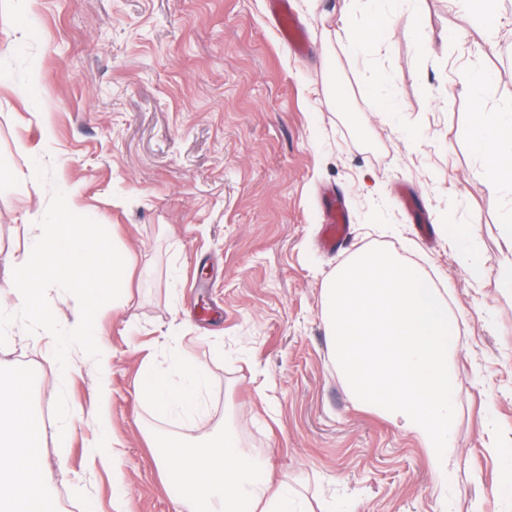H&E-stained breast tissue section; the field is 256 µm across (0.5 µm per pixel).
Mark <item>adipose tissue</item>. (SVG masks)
<instances>
[{
    "instance_id": "adipose-tissue-1",
    "label": "adipose tissue",
    "mask_w": 512,
    "mask_h": 512,
    "mask_svg": "<svg viewBox=\"0 0 512 512\" xmlns=\"http://www.w3.org/2000/svg\"><path fill=\"white\" fill-rule=\"evenodd\" d=\"M471 134L483 161L485 185H512V109L473 113ZM181 386L150 376L142 391L158 419L193 422L203 413L205 370L172 357ZM29 381L22 375L0 378V512H56L48 494L50 476L37 452L47 434L45 421L28 402ZM153 446L159 466L181 489L174 512H309L287 482L271 483L263 460L246 453L233 432L193 445L180 435L157 433Z\"/></svg>"
}]
</instances>
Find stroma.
<instances>
[{"mask_svg": "<svg viewBox=\"0 0 512 512\" xmlns=\"http://www.w3.org/2000/svg\"><path fill=\"white\" fill-rule=\"evenodd\" d=\"M382 5L393 37L358 57L343 29L365 25L366 0H291L304 56L267 0H0V309L15 310L5 285L53 190L131 258L122 305L96 316L108 373L74 348L59 377L52 344L18 322L0 347V374H26L32 407L73 429L70 447H40L59 512H113L119 485L120 512H173L140 386L175 348L209 375L206 418L178 433L232 428L312 512H512V466L493 451L512 447V288L496 275L512 192L482 184L461 82L492 71L480 103L512 107V10L491 40L458 0ZM381 76L401 111L380 110ZM39 165L52 184L31 180ZM330 189L348 218L337 254L319 245ZM375 246L445 291L459 321L444 495L424 448L356 404L330 351L321 288ZM103 410L109 469L84 454Z\"/></svg>", "mask_w": 512, "mask_h": 512, "instance_id": "obj_1", "label": "stroma"}]
</instances>
